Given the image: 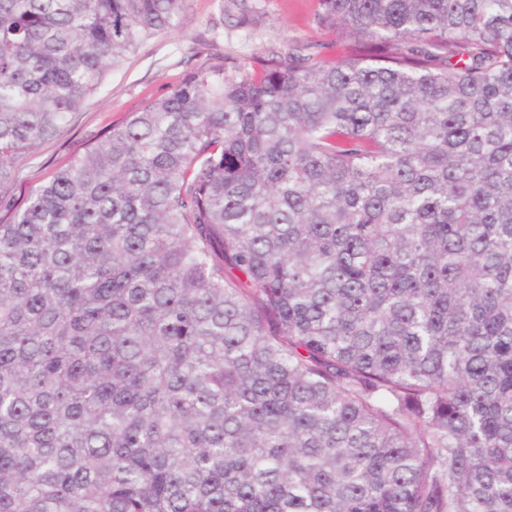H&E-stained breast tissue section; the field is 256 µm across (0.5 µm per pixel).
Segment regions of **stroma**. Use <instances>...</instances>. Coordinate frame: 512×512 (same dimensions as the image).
I'll use <instances>...</instances> for the list:
<instances>
[{
  "label": "stroma",
  "instance_id": "35a3bbf8",
  "mask_svg": "<svg viewBox=\"0 0 512 512\" xmlns=\"http://www.w3.org/2000/svg\"><path fill=\"white\" fill-rule=\"evenodd\" d=\"M318 0H188L180 25L143 43L108 72L101 90L63 130L23 155L14 181L0 184V224L9 223L29 191L123 125L152 99L169 95L200 65L228 59L252 67L256 57L315 41L326 60L352 53L354 41L319 28Z\"/></svg>",
  "mask_w": 512,
  "mask_h": 512
}]
</instances>
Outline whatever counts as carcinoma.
I'll return each mask as SVG.
<instances>
[{"label":"carcinoma","mask_w":512,"mask_h":512,"mask_svg":"<svg viewBox=\"0 0 512 512\" xmlns=\"http://www.w3.org/2000/svg\"><path fill=\"white\" fill-rule=\"evenodd\" d=\"M0 224V512H512V0H318ZM187 0H0V182Z\"/></svg>","instance_id":"1"}]
</instances>
